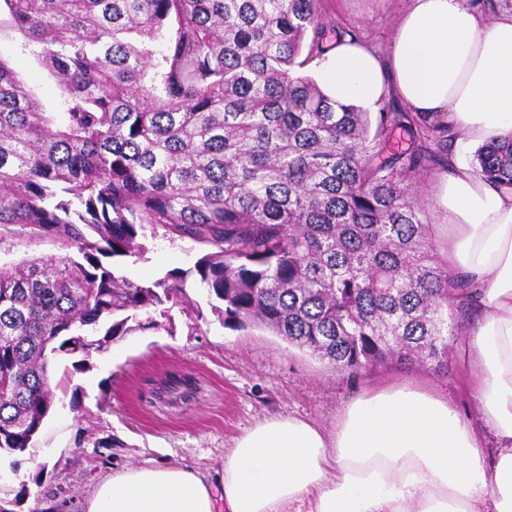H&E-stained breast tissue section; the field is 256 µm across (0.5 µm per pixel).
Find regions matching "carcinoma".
<instances>
[{"label":"carcinoma","instance_id":"carcinoma-1","mask_svg":"<svg viewBox=\"0 0 512 512\" xmlns=\"http://www.w3.org/2000/svg\"><path fill=\"white\" fill-rule=\"evenodd\" d=\"M59 80L45 112L0 56V227L63 256L0 270V451L32 447L55 402L50 360H89L141 313L190 302L187 270L151 283L146 229L206 249L197 281L224 327H265L354 374L448 362L470 291L439 263L414 176L448 127L326 98L292 68L322 51L319 0H0ZM411 120L428 145L386 153ZM473 168L512 187V135ZM167 389L184 403L194 378Z\"/></svg>","mask_w":512,"mask_h":512}]
</instances>
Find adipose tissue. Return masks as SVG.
Segmentation results:
<instances>
[{
	"label": "adipose tissue",
	"mask_w": 512,
	"mask_h": 512,
	"mask_svg": "<svg viewBox=\"0 0 512 512\" xmlns=\"http://www.w3.org/2000/svg\"><path fill=\"white\" fill-rule=\"evenodd\" d=\"M322 93L373 111L393 100L447 124L456 146L512 134V7L404 0L386 50L345 35L317 58ZM428 205L450 274L475 290L463 329L479 420L415 380L354 398L333 430L263 420L224 456L222 499L190 468L142 466L101 481L85 512H512V189L451 158Z\"/></svg>",
	"instance_id": "1"
}]
</instances>
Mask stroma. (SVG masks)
<instances>
[{
	"instance_id": "1",
	"label": "stroma",
	"mask_w": 512,
	"mask_h": 512,
	"mask_svg": "<svg viewBox=\"0 0 512 512\" xmlns=\"http://www.w3.org/2000/svg\"><path fill=\"white\" fill-rule=\"evenodd\" d=\"M402 0H321L319 8L336 34H353L378 48L387 41ZM23 39L0 27V57L10 60L44 111H57L61 89L54 76L22 52ZM144 258H125L129 277L152 281L171 270H189L203 247L157 229L146 236ZM57 242L25 235L0 244V266L61 255ZM191 306L173 307L171 323L136 329L107 343L89 360L61 355L52 365L55 404L32 448L1 453L0 492L12 512H83L97 484L121 470L146 464L188 465L219 482L234 441L275 416H302L333 428L351 398L387 381L405 378L428 385L478 421L474 373L448 347V367L379 364L357 379L336 374L325 361L264 327H224L207 296L188 283ZM193 376L200 389L190 404L149 400L146 391L171 373Z\"/></svg>"
}]
</instances>
